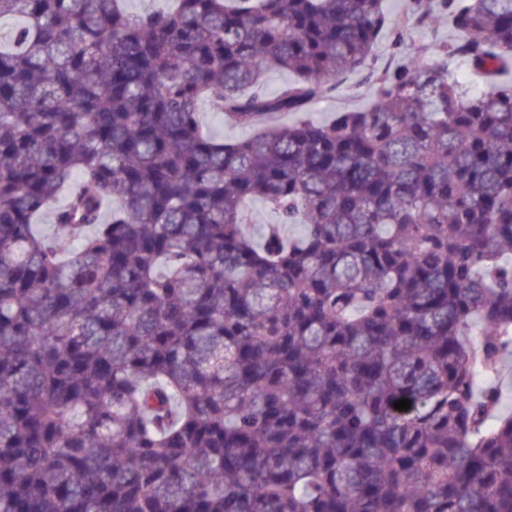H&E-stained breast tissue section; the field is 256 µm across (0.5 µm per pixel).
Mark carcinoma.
<instances>
[{"instance_id":"1","label":"carcinoma","mask_w":512,"mask_h":512,"mask_svg":"<svg viewBox=\"0 0 512 512\" xmlns=\"http://www.w3.org/2000/svg\"><path fill=\"white\" fill-rule=\"evenodd\" d=\"M443 12L0 0V512H512V0ZM456 37L457 33L448 24V16L446 15H443L442 19L432 27L410 22L404 30L405 41L416 45H429L434 42L442 43L453 40ZM397 57L393 55L390 41L382 37L375 50V59L369 68L382 71L393 67ZM359 68L343 76L332 95L320 102L314 103L308 110L310 117L316 120H326L331 112L343 109L367 107L372 98L373 82L369 78L370 70ZM203 126L213 134L224 136V140H240L253 135L252 128L242 127L227 122L224 115L214 109L208 103L200 107Z\"/></svg>"}]
</instances>
